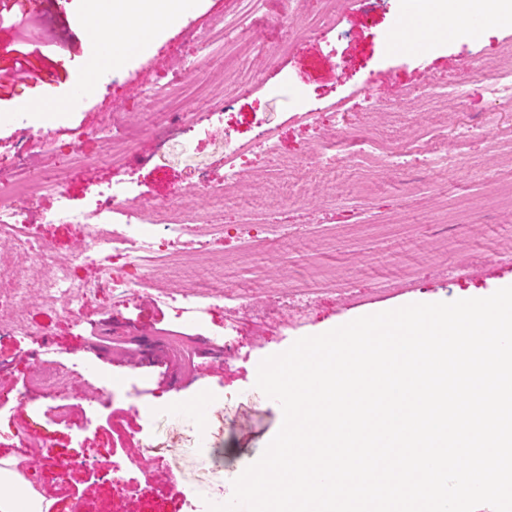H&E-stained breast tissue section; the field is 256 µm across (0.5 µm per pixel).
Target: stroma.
<instances>
[{
	"label": "stroma",
	"instance_id": "1",
	"mask_svg": "<svg viewBox=\"0 0 512 512\" xmlns=\"http://www.w3.org/2000/svg\"><path fill=\"white\" fill-rule=\"evenodd\" d=\"M335 31L309 24L322 0H268L256 46L265 63L250 90L239 87L245 64L197 52L190 35L234 0H195L184 22L148 51L113 59L90 94L71 97L86 64L88 0H0V174L58 185L85 205L105 182L133 188L128 212L155 203L178 204L200 179L224 183V146L211 139V115L223 113L235 136L248 139L266 121L281 156H303L313 167L342 155L332 185L308 183L300 197L270 208L253 197L213 215L236 225L267 213L287 226L281 239L244 240L235 234L189 250L155 268L150 280L127 271L131 295L112 302L88 298L70 314L9 302L0 281V459L16 457L31 437L61 458L95 449L93 470L58 481L31 466L23 476L52 498L50 512H207L228 502L232 482L257 461L278 432L280 406L256 386L258 365L297 339L429 297H486L512 281V210L489 201L492 175L512 177L504 156L512 141L482 125L487 114L512 125V101H496L478 77L489 60H512V26L449 35L424 58L394 55V0L369 9L348 0ZM39 45L23 66L14 50ZM192 65L206 91L181 108L148 99L147 86ZM461 89L458 111L425 105L431 87ZM42 103L18 111L20 100ZM351 113V125L325 130L307 121L306 104ZM470 128L464 143L457 126ZM132 145L120 167L107 162L100 128ZM409 142L411 157L392 171L360 153L367 140ZM448 145V166L431 168L427 152ZM55 196L40 194L25 214L38 226L48 253L67 259L75 242L65 224L46 223ZM223 259V295L200 322L178 317L164 289L211 285L204 258ZM272 288L316 289L306 312L284 311ZM28 322L37 339L12 335ZM237 348L224 353L227 323ZM51 364L84 379L78 397L84 420L58 422L52 398L32 392L30 373ZM204 400L196 410L195 400Z\"/></svg>",
	"mask_w": 512,
	"mask_h": 512
}]
</instances>
